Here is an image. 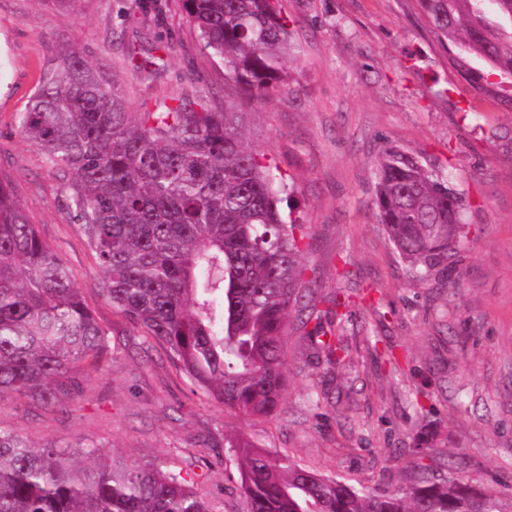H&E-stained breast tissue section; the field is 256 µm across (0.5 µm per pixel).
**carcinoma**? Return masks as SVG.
<instances>
[{
  "mask_svg": "<svg viewBox=\"0 0 512 512\" xmlns=\"http://www.w3.org/2000/svg\"><path fill=\"white\" fill-rule=\"evenodd\" d=\"M203 47L233 86L262 100L288 89L299 53L278 0H182ZM438 38L464 59L512 79V0H420ZM140 62L152 74L166 47ZM45 156L62 203L84 230L112 308L165 344L216 402L273 416L285 397L288 317L310 358L354 372L340 294L311 299L302 263L309 225L294 188L245 141L243 113L202 98L129 111L104 67L77 50L49 66L19 118ZM467 197L415 157L383 149L376 207L412 277L453 268L468 241ZM108 348L107 333L0 179V398L54 404L73 375ZM246 512H512L450 469L391 492H370L250 442L234 445ZM0 512H211L181 475L153 461L124 464L94 446H36L0 428Z\"/></svg>",
  "mask_w": 512,
  "mask_h": 512,
  "instance_id": "cac0c4a2",
  "label": "carcinoma"
}]
</instances>
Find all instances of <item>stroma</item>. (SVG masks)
<instances>
[{"mask_svg":"<svg viewBox=\"0 0 512 512\" xmlns=\"http://www.w3.org/2000/svg\"><path fill=\"white\" fill-rule=\"evenodd\" d=\"M0 0V175L108 333L109 355L84 367L70 395L46 408L0 399V426L43 445L95 446L121 462L156 461L190 479L212 512H244L238 458L245 438L329 476L375 490L431 480L455 467L478 490L512 495V81L438 40L419 0H281L302 46L288 90L243 100L244 131L296 193L311 227L302 261L318 295L344 290L343 325L356 364L326 395L311 385L298 320L288 327V393L257 419L211 400L163 344L114 310L81 225L19 115L49 58L74 47L113 74L132 111L204 97L216 110L233 87L203 50L182 0ZM165 72L132 66L156 43ZM394 146L469 197L470 233L448 277L417 280L375 211L376 167ZM397 360L389 362L385 352ZM436 434L408 449L423 421Z\"/></svg>","mask_w":512,"mask_h":512,"instance_id":"obj_1","label":"stroma"}]
</instances>
